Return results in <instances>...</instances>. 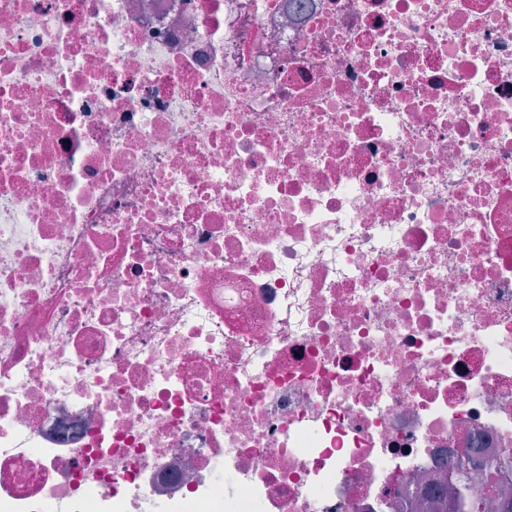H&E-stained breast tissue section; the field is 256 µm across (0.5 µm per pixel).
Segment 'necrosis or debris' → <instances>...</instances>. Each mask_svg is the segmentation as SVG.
I'll use <instances>...</instances> for the list:
<instances>
[{"label": "necrosis or debris", "mask_w": 512, "mask_h": 512, "mask_svg": "<svg viewBox=\"0 0 512 512\" xmlns=\"http://www.w3.org/2000/svg\"><path fill=\"white\" fill-rule=\"evenodd\" d=\"M511 449L512 0H0V512Z\"/></svg>", "instance_id": "obj_1"}]
</instances>
